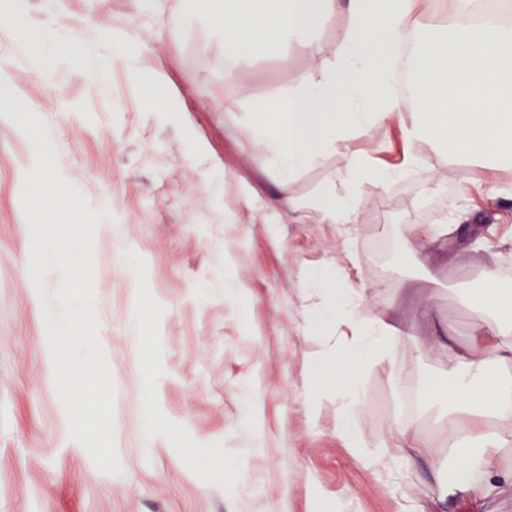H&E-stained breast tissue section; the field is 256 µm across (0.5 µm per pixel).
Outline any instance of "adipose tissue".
Returning <instances> with one entry per match:
<instances>
[{"label": "adipose tissue", "instance_id": "ef3b65f1", "mask_svg": "<svg viewBox=\"0 0 512 512\" xmlns=\"http://www.w3.org/2000/svg\"><path fill=\"white\" fill-rule=\"evenodd\" d=\"M450 12L419 22V0H348V25L336 46L334 62L320 77L306 76L289 87L268 117L242 121L240 132L278 171V200L267 209L291 205L290 182L302 167L342 152L340 173L344 193L327 187L312 209L324 224L356 221L357 192L372 181L385 186L407 175L417 160L408 153L404 163L384 167L350 150L351 128L396 123L408 146L428 142L464 158L512 156V26L482 25L474 20V0H451ZM336 13V0H173L178 26H208L231 50H269L288 39L302 38L326 25ZM419 41L412 62L416 109L390 90L393 58L410 34ZM34 51L52 45L59 63L86 61L96 44L50 38L43 31L26 34ZM323 303L320 321L340 327L335 343L319 369L324 377L349 370L357 373L384 359L390 326L385 321L360 320L357 311L365 287L331 288L323 277L312 282ZM469 300L478 318L470 340L473 353L462 356L451 342L449 328L441 339L449 343L448 375L431 379L430 398L448 402L449 414L460 418L493 415L512 417V383L492 379L490 366L512 360V290L486 293L476 289ZM512 442V436L484 430L459 433L448 429V445L459 459V476L478 473L487 485L512 483V473L492 463L491 449Z\"/></svg>", "mask_w": 512, "mask_h": 512}]
</instances>
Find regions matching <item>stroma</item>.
<instances>
[{"instance_id":"obj_1","label":"stroma","mask_w":512,"mask_h":512,"mask_svg":"<svg viewBox=\"0 0 512 512\" xmlns=\"http://www.w3.org/2000/svg\"><path fill=\"white\" fill-rule=\"evenodd\" d=\"M92 6L112 30L139 31L168 79L167 97H152L131 59L113 65L101 95L80 67L32 68L25 30L91 38ZM21 9L24 26L0 23V102L30 103L54 136L62 177L102 215L95 310L115 386L121 471H100L69 437L43 322L44 311L62 308L63 273H44L39 292L30 280L21 191L35 144L19 137L18 113L0 111V512H512V484L449 479L447 403L422 404L413 416L437 471L403 466L414 451L390 429L405 390L446 373L433 345L439 326L452 324L466 351L475 314L464 292L481 287L486 258L512 267V165L475 178L471 162L425 143L410 177L361 187L352 230L313 215L292 224L259 207L276 194L278 174L238 125L245 111L273 107L287 87L331 64L344 11L317 32V49L245 53L230 76L224 41L209 29L170 35V0H66L60 10L21 0ZM225 98L236 109H220ZM349 144L386 166L404 151L393 124L361 126ZM343 166L332 153L301 168L291 196L314 202ZM446 212L454 226L442 248L409 232L441 224ZM327 270L343 286L367 285L360 319L393 323L425 302L434 317L361 372L356 448L339 435L335 389L315 388L316 360L334 338L309 327L321 299L306 283ZM148 395L168 431L150 447L140 412ZM253 420L258 454L249 450ZM199 440L223 453V484L196 471L188 450ZM367 452L391 467L366 464Z\"/></svg>"}]
</instances>
